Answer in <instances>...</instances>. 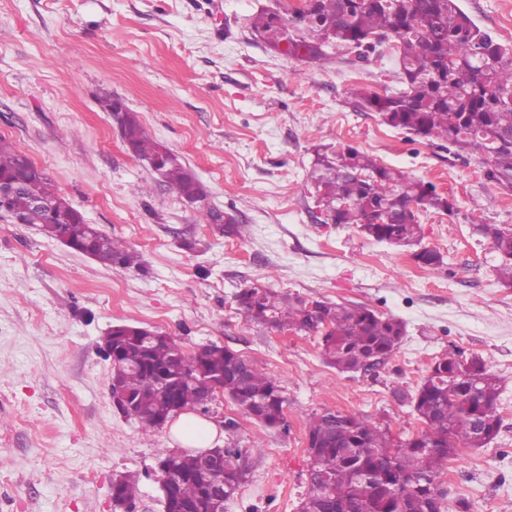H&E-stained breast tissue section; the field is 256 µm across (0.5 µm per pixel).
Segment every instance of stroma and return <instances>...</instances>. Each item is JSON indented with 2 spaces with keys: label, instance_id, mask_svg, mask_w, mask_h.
Wrapping results in <instances>:
<instances>
[{
  "label": "stroma",
  "instance_id": "35a3bbf8",
  "mask_svg": "<svg viewBox=\"0 0 512 512\" xmlns=\"http://www.w3.org/2000/svg\"><path fill=\"white\" fill-rule=\"evenodd\" d=\"M287 2L0 0V137L88 223L142 256L138 268L106 267L0 215V512H115L119 473L137 480L134 512H164L157 460L180 445L169 427L143 433L112 405L100 344L120 323L188 352L230 348L280 381L286 426L246 417L225 395L204 414L223 426L225 447L253 451L224 512H297L312 415L338 411L410 437L421 423L397 390L415 392L436 357L479 356L501 379V424L489 444L449 462L444 512H512V287L477 232L512 226V192L486 181L477 160L355 109L350 88L398 89L393 52L308 64L266 49L249 18ZM458 3L512 47V0ZM104 96L184 159L206 207L238 217L241 236L199 223L127 151ZM324 146L358 148L455 196L453 214L420 215L422 245L442 267L322 223L308 175ZM254 285L364 304L406 334L383 367L341 373L325 364L319 336L246 322L235 295Z\"/></svg>",
  "mask_w": 512,
  "mask_h": 512
}]
</instances>
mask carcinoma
<instances>
[{
	"label": "carcinoma",
	"instance_id": "1",
	"mask_svg": "<svg viewBox=\"0 0 512 512\" xmlns=\"http://www.w3.org/2000/svg\"><path fill=\"white\" fill-rule=\"evenodd\" d=\"M251 29L266 47L307 63L331 59L367 61L383 44L394 42L402 88L380 95L353 88L361 112H376L387 125L422 140L448 143L458 158L474 157L485 180L512 191V48L478 27L457 0H302L280 13L262 10ZM127 149L155 165L158 180L180 196L202 202L205 185L181 158L150 137L134 112L121 120ZM14 179L29 196L55 190L26 155L0 138V178ZM317 206L333 224H353L379 242L417 247L422 241L420 211L451 213L456 204L434 184L411 180L348 146L317 152L309 174ZM199 223L217 224L226 236L242 235L230 214L198 210ZM25 223L41 228L65 246L96 253L105 247L112 263L140 265V255L82 217L60 224L32 211ZM480 234L498 254L495 271L512 286V227L482 224ZM247 321L321 336L325 363L343 373L359 359L376 353L388 361L398 349L402 322L366 305L308 301L278 295L257 286L235 294ZM141 327L118 324L102 338V351H119L112 377L133 403L134 420L146 433L162 427L176 411L199 409L201 394L221 384L241 412L269 427L286 424L287 403L280 382L236 352L217 344L185 352L173 339H146ZM460 355L436 359L409 402L423 427L418 434L393 441L389 430L340 412L314 414L308 434L320 451L309 459L307 490L300 512H434L442 497L438 478L458 449L482 448L500 427L501 380L481 358L460 368ZM350 448L353 456L338 455ZM249 448L224 449V468L212 482L224 486V501L245 482ZM173 471L185 476L177 495L193 507L205 486L191 476L200 467L198 453L168 457Z\"/></svg>",
	"mask_w": 512,
	"mask_h": 512
}]
</instances>
